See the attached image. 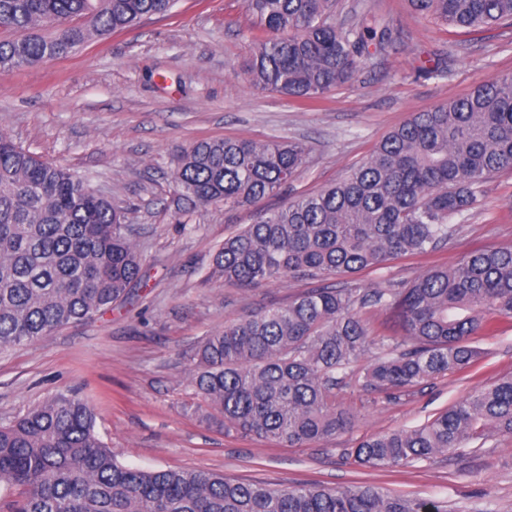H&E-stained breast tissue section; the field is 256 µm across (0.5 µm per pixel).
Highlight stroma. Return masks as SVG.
Segmentation results:
<instances>
[{"label": "stroma", "instance_id": "35a3bbf8", "mask_svg": "<svg viewBox=\"0 0 512 512\" xmlns=\"http://www.w3.org/2000/svg\"><path fill=\"white\" fill-rule=\"evenodd\" d=\"M371 13L397 43L368 59L356 78L305 104L248 83L243 70L257 29L243 0H176L164 16L86 43L76 53L0 72V130L42 160L68 168L111 196L141 255L126 299L102 316L0 353V423L55 393L79 392L101 440L119 461L146 471L205 470L271 487L367 484L447 503L450 512H512V436L486 434L427 462L373 469L351 448L366 436L421 426L495 379L512 374V322L470 367L393 393L357 376L336 390L352 419L334 439L289 447L227 430L193 407L192 349L240 317L288 304L325 283L385 288L476 248L512 246V171L486 181L471 210L455 216L448 245L324 281L289 278L244 288L210 278L216 248L258 209L320 190L364 161L413 113L463 96L512 72V26L445 28L407 0H338L336 23ZM440 75H432V68ZM294 140L306 166L258 206H200L172 218L174 156L208 138Z\"/></svg>", "mask_w": 512, "mask_h": 512}]
</instances>
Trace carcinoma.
<instances>
[{
  "mask_svg": "<svg viewBox=\"0 0 512 512\" xmlns=\"http://www.w3.org/2000/svg\"><path fill=\"white\" fill-rule=\"evenodd\" d=\"M414 14L477 31L512 21V0H408ZM264 36L250 82L314 99L351 81L370 49L392 43L377 17L338 27L335 0H244ZM174 0H0V69L69 56L88 41L164 15ZM306 161L298 142L218 138L183 151L171 173L175 214L255 204ZM512 169V74L416 112L342 179L262 211L224 239L211 276L242 287L289 277L348 275L403 254L432 252L455 232L483 183ZM140 272L125 215L65 168L0 131V349L30 344L112 309ZM392 312L393 344L369 338L361 312ZM512 320V247L475 249L393 288H313L285 306L242 317L191 354L190 383L230 430L290 447L329 440L351 419L336 388L362 359L365 386L400 390L467 367ZM493 429L512 434V376H504L410 429L362 439L370 468L424 462ZM0 484L19 490L11 512H448L444 502L370 485L268 488L204 470L130 468L95 430L93 407L58 394L0 426Z\"/></svg>",
  "mask_w": 512,
  "mask_h": 512,
  "instance_id": "cac0c4a2",
  "label": "carcinoma"
}]
</instances>
